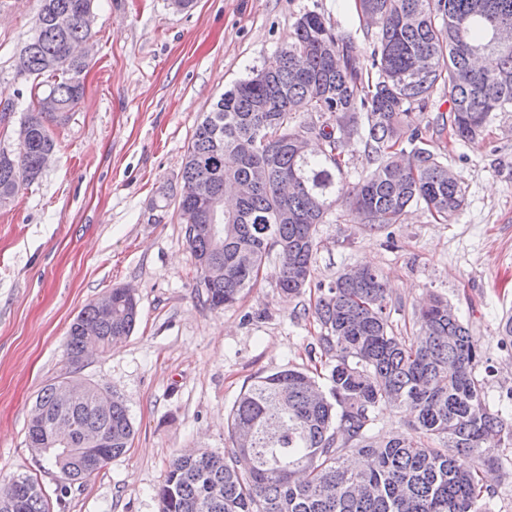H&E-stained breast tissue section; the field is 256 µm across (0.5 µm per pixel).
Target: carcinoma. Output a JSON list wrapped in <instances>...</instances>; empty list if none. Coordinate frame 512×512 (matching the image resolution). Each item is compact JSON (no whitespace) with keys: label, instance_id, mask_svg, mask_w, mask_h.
Instances as JSON below:
<instances>
[{"label":"carcinoma","instance_id":"carcinoma-1","mask_svg":"<svg viewBox=\"0 0 512 512\" xmlns=\"http://www.w3.org/2000/svg\"><path fill=\"white\" fill-rule=\"evenodd\" d=\"M94 0H40L35 34L14 60L15 75L37 80L20 123L18 151L0 152V206L37 181L53 152L50 125L68 120L84 95L87 57L73 48L88 41L85 22ZM366 25L377 27L370 57L316 10L295 22V38L225 91L197 126L181 179L201 188L180 196L191 214L185 239L197 287L212 308L231 306L273 265L277 286L299 297L310 286L317 228L345 204L372 228L404 221L413 206L437 223L465 204L462 180L410 129L412 110L438 97L448 103L450 135H481L496 112H512V0H356ZM328 113L321 123L305 113ZM322 143L309 154L308 138ZM361 142L370 166L354 181L344 156ZM233 199L210 216L208 201ZM339 275L316 299L323 334L319 348L331 364L332 399L298 367L253 377L228 416L233 449L225 455L192 450L169 466L156 491L159 512H492L498 490L481 470L512 467L498 449L512 446V420L491 409L477 368L486 359L453 304L434 296L412 311V332L396 333L392 298L382 271ZM112 312L88 304L71 323L67 360L86 348L85 328L98 349L130 335L138 301L123 287L109 290ZM83 394L59 399L61 382L47 385L35 406L47 419L27 424L32 448L69 482L123 455L134 426L123 398L112 410L94 402L97 387L69 379ZM393 405L414 415L413 433H371L376 409ZM71 422L112 439L90 459L48 441L50 422ZM468 457L472 466H460ZM12 512H50L38 481L19 477Z\"/></svg>","mask_w":512,"mask_h":512}]
</instances>
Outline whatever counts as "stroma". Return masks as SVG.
<instances>
[{"mask_svg": "<svg viewBox=\"0 0 512 512\" xmlns=\"http://www.w3.org/2000/svg\"><path fill=\"white\" fill-rule=\"evenodd\" d=\"M39 0H0V86L18 107L0 125V151L17 148L31 81L15 54L32 35ZM324 14L361 50L370 42L353 0H95L84 97L53 127L57 147L41 178L0 207V484L24 474L51 512H158L155 491L182 452L230 447L226 419L243 385L288 366L312 370L329 391L321 333L303 306L337 274L369 265L387 276L391 320L412 329L414 305L447 298L483 346L478 372L490 405L512 418V113L469 142L429 149L458 173L466 204L447 224L416 208L373 229L337 208L318 228L313 281L298 298L267 275L234 305L197 295L196 269L177 210L181 167L197 124L231 85L291 41L305 10ZM115 286L139 301L133 333L87 358L76 374L121 395L135 436L128 451L83 482L31 451L30 410L48 384L72 372L73 319Z\"/></svg>", "mask_w": 512, "mask_h": 512, "instance_id": "1", "label": "stroma"}]
</instances>
